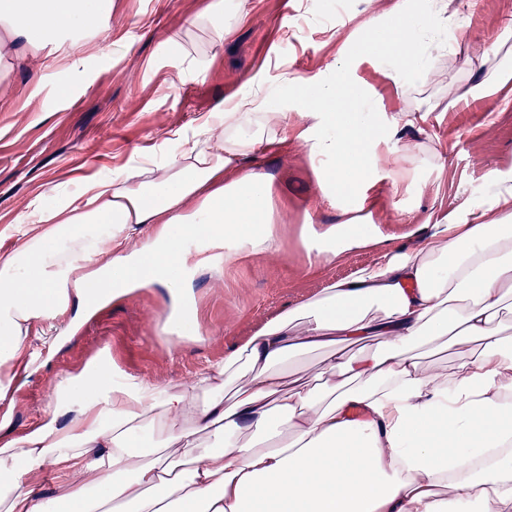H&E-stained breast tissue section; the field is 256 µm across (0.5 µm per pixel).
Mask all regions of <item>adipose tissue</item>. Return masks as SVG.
<instances>
[{"label":"adipose tissue","mask_w":512,"mask_h":512,"mask_svg":"<svg viewBox=\"0 0 512 512\" xmlns=\"http://www.w3.org/2000/svg\"><path fill=\"white\" fill-rule=\"evenodd\" d=\"M99 15L98 0H0V53L37 56L57 33L97 30ZM284 118L273 100L240 97L179 162L85 179L28 215L44 232L0 257V398L35 320L153 283L179 295L200 262L181 237L274 248L271 186L247 170L225 181L224 169L253 150L243 128ZM492 184L442 237L328 283L192 390L118 377L106 354L64 376L42 420L0 443L7 477L60 478L47 495L0 494V512H512V342L496 321L512 297V182ZM144 225L153 236L125 254ZM103 252L111 266L84 272ZM422 340L460 354L438 367L415 354ZM309 350L327 353L321 389L288 387V361ZM148 427L155 444L138 451Z\"/></svg>","instance_id":"ef3b65f1"}]
</instances>
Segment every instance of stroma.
<instances>
[{
  "label": "stroma",
  "mask_w": 512,
  "mask_h": 512,
  "mask_svg": "<svg viewBox=\"0 0 512 512\" xmlns=\"http://www.w3.org/2000/svg\"><path fill=\"white\" fill-rule=\"evenodd\" d=\"M208 2L112 0L100 34L64 33L22 65L0 57V256L41 232L26 216L61 204L83 179L178 160L230 98L267 97L297 77L324 79L364 28L395 15L400 0H345L344 13L330 17L321 12L326 0H243L223 43L195 33L198 65L176 71L168 38L185 32ZM440 7L455 39L432 57L427 80L399 82L370 56L351 66L389 127L356 201L326 195L317 114L288 111L283 135L250 128L251 155L225 168L224 178L245 168L271 183L277 248H247L234 263L198 267L185 304L193 319L178 345L167 334L175 301L158 284L36 320L0 400L11 437L37 423L61 377L81 372L101 350L126 375L189 383L328 282L417 251L440 225L478 205L492 176L512 179V84L489 97L479 90L512 71V0H442ZM492 40L496 52L482 55ZM73 42L84 58L75 73L58 60L59 47ZM355 228L363 237L356 244L348 240Z\"/></svg>",
  "instance_id": "obj_1"
}]
</instances>
